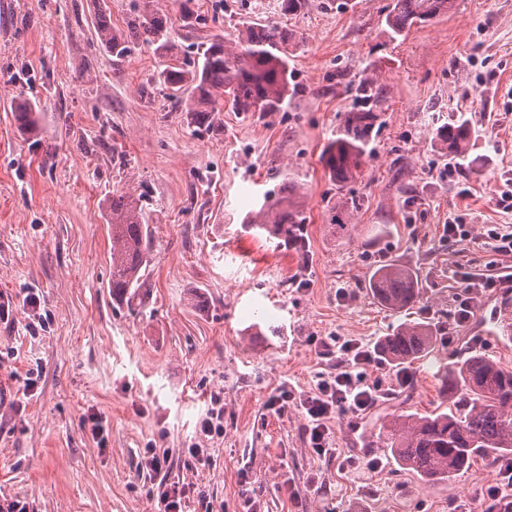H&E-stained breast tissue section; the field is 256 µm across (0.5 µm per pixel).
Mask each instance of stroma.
Instances as JSON below:
<instances>
[{
    "instance_id": "1",
    "label": "stroma",
    "mask_w": 512,
    "mask_h": 512,
    "mask_svg": "<svg viewBox=\"0 0 512 512\" xmlns=\"http://www.w3.org/2000/svg\"><path fill=\"white\" fill-rule=\"evenodd\" d=\"M140 2L0 0V502L163 512L141 465L153 448L168 454L172 479L194 488L187 512H239L245 493L255 512H489L497 466L477 458L429 485L376 442L394 417L446 406L440 364L479 351L512 368V341L492 346L474 331L501 289L464 281L512 266L485 235L512 227L495 195L512 181V0H454L394 42L384 31L390 0H309L295 16L279 0H194L196 21L172 31L179 47L270 20L304 37L290 62L298 91L282 111H224L211 132L168 97L152 47L133 44L118 59L97 42L99 10L124 34ZM360 80L383 86V126L346 189L361 207L341 225L319 156L357 109L349 84ZM20 96L35 107L33 130L12 118ZM454 116L474 128L484 164L448 181L451 158L433 138ZM287 177L310 218L302 254L244 225ZM116 191L145 194L154 240L151 291L132 310L108 286ZM451 224L469 225V237L449 238ZM388 261L414 271L421 288L400 314L367 287ZM468 291L475 310L460 324ZM402 322L435 325L433 351L366 368L377 402L336 413L334 454H315L301 410L279 412L271 399L305 397L343 369L342 342L373 347ZM215 395L224 434L203 437ZM194 443L209 449V465L185 461ZM346 457L357 467L342 466Z\"/></svg>"
}]
</instances>
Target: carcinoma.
<instances>
[{
  "label": "carcinoma",
  "mask_w": 512,
  "mask_h": 512,
  "mask_svg": "<svg viewBox=\"0 0 512 512\" xmlns=\"http://www.w3.org/2000/svg\"><path fill=\"white\" fill-rule=\"evenodd\" d=\"M451 8L452 0H393L385 16L390 40L406 37L413 28ZM172 25L170 15L145 6L132 21L131 33L166 60L160 78L170 96L185 102L186 111L194 113L198 126L214 129V113L226 108L271 117L282 111L287 97L296 92L290 60L303 37L295 32L275 23L252 24L231 37L217 35L182 53L171 38ZM93 26L99 43L113 54L124 57L130 53L127 36L112 31L110 14L99 12ZM355 93L361 108L346 113L342 128L320 155L329 179L340 188L355 179L370 155L381 119L377 107L382 88L361 80ZM13 118L22 128L32 127L27 100L17 101ZM474 136L469 122L461 119L449 121L436 132L441 149L466 161L473 173L480 166L479 159L469 158L467 152ZM295 191L290 184L267 193L260 208L248 214L246 223L276 239L279 247L301 250L308 216L295 200ZM360 207L355 196L338 199L335 223H350ZM109 216V287L112 299L131 306L142 302L147 291L152 232L145 223L140 199L131 194H113ZM368 288L380 303L397 313L411 309L420 299L416 275L395 263L374 269ZM433 344L429 327L403 322L383 338L379 352L389 362L410 364L429 353ZM438 376L444 391L459 398L446 412L401 415L390 421L381 440L396 463L427 483H439L468 467L477 456L493 464L505 453L512 455V370L476 352L457 367L442 366Z\"/></svg>",
  "instance_id": "obj_1"
}]
</instances>
